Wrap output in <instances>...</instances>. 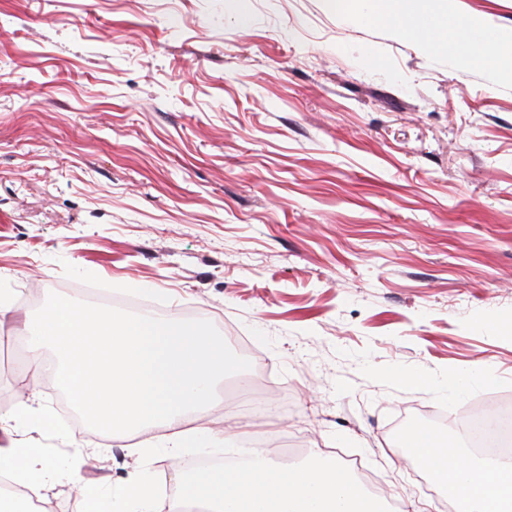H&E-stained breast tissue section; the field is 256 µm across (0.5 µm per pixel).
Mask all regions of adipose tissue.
I'll return each mask as SVG.
<instances>
[{
  "instance_id": "1",
  "label": "adipose tissue",
  "mask_w": 512,
  "mask_h": 512,
  "mask_svg": "<svg viewBox=\"0 0 512 512\" xmlns=\"http://www.w3.org/2000/svg\"><path fill=\"white\" fill-rule=\"evenodd\" d=\"M321 2L324 11L411 37L422 48L443 52L454 65L512 83V55L503 50L512 44V27L492 28L480 15H459L456 0H356L353 9L344 0ZM242 444L238 462L180 476L173 498L160 497L139 477L107 495L42 449L0 446V480L15 487L13 495H0V512H25L34 500L51 504L60 486L74 491L76 512H180L186 501L206 503L209 512H380L376 499L335 463L287 465L254 438H243ZM410 448L458 512H512L511 461L474 457L425 427L411 431Z\"/></svg>"
}]
</instances>
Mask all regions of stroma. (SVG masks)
I'll return each instance as SVG.
<instances>
[{"label":"stroma","instance_id":"obj_1","mask_svg":"<svg viewBox=\"0 0 512 512\" xmlns=\"http://www.w3.org/2000/svg\"><path fill=\"white\" fill-rule=\"evenodd\" d=\"M370 47L364 57L362 47ZM210 321L247 359L204 425L345 448L439 512L394 440L467 448L512 392V84L320 0H0V339L49 294ZM489 365L459 397L413 391ZM86 479L170 496L162 430L75 431Z\"/></svg>","mask_w":512,"mask_h":512}]
</instances>
